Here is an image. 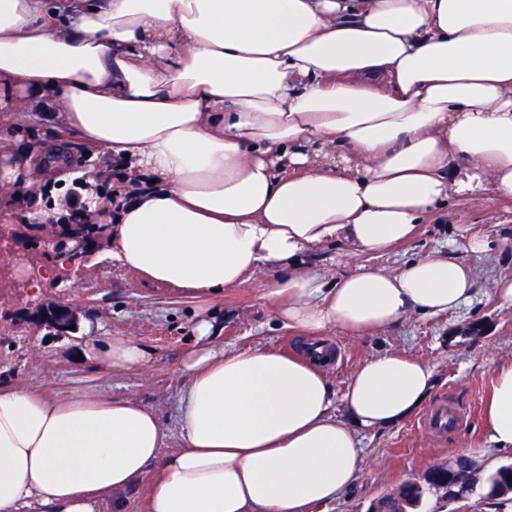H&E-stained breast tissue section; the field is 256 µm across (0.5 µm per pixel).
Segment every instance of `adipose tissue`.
Returning <instances> with one entry per match:
<instances>
[{"mask_svg": "<svg viewBox=\"0 0 512 512\" xmlns=\"http://www.w3.org/2000/svg\"><path fill=\"white\" fill-rule=\"evenodd\" d=\"M77 132L112 165L75 209L34 174L30 116ZM512 202V0H0V223L109 219L103 244L139 284L204 302L256 269L277 323L302 340L225 350L197 314L180 372L181 448L139 401L0 385V512H121L147 480L150 512H314L351 490L358 432L400 423L433 369L366 358L335 394L324 340L444 316L477 292L483 228L397 270L338 276L307 263L344 244L381 256L449 200ZM146 369L127 336L83 350ZM485 432L512 448V360L494 363Z\"/></svg>", "mask_w": 512, "mask_h": 512, "instance_id": "1", "label": "adipose tissue"}]
</instances>
